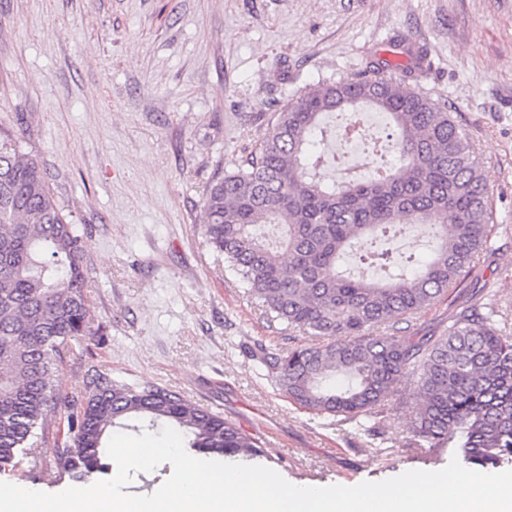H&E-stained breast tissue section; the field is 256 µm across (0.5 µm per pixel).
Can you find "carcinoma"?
Wrapping results in <instances>:
<instances>
[{"label":"carcinoma","mask_w":512,"mask_h":512,"mask_svg":"<svg viewBox=\"0 0 512 512\" xmlns=\"http://www.w3.org/2000/svg\"><path fill=\"white\" fill-rule=\"evenodd\" d=\"M388 61L321 82L255 119L269 132L217 175L203 198V232L247 293L288 327L324 344L261 350L282 391L304 408L348 419L384 414L416 375L413 441L450 448L477 469L512 464V336L477 303L462 304L440 334L374 336L461 284L485 249L492 211L482 166L453 113ZM369 109L388 132L367 145L378 163L342 182L320 174L324 121L353 131ZM403 224H426L437 248L410 274L379 280L343 273L359 259H386L376 243ZM86 275L78 225L62 213L43 166L0 134V464L29 454L51 406V375L69 341L88 335ZM131 419L185 429L194 455L253 465L261 443L223 416L161 388L96 373L70 416L73 442L55 452L77 482L108 474L104 438Z\"/></svg>","instance_id":"obj_1"}]
</instances>
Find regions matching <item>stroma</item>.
I'll return each instance as SVG.
<instances>
[{
	"instance_id": "stroma-1",
	"label": "stroma",
	"mask_w": 512,
	"mask_h": 512,
	"mask_svg": "<svg viewBox=\"0 0 512 512\" xmlns=\"http://www.w3.org/2000/svg\"><path fill=\"white\" fill-rule=\"evenodd\" d=\"M378 59L408 67L411 86L454 112L493 213L470 277L409 326L441 331L470 290L489 288L512 333V0H0V131L42 164L80 228L91 326L54 371L35 458L1 467L0 481L72 486L55 448L70 443L68 416L97 370L224 416L297 486L449 463L411 442L413 384L380 423L289 399L257 352L309 336L267 314L202 230L207 185L268 131L255 113Z\"/></svg>"
}]
</instances>
